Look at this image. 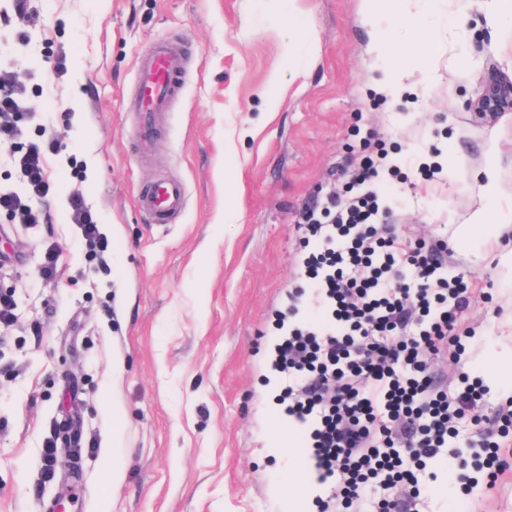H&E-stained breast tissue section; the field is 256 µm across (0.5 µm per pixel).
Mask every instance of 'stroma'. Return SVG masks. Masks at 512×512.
I'll return each instance as SVG.
<instances>
[{
    "label": "stroma",
    "instance_id": "stroma-1",
    "mask_svg": "<svg viewBox=\"0 0 512 512\" xmlns=\"http://www.w3.org/2000/svg\"><path fill=\"white\" fill-rule=\"evenodd\" d=\"M492 0H434L439 46L421 83L400 55L367 45L365 0H0V77L25 85L19 138L0 142V192H22L15 158L55 139L45 220L0 211V512H312L293 506L306 440L289 429L274 370L276 311L294 301L304 254L297 221L342 193L365 138L385 143L399 241L447 245L440 277L471 296L458 323L466 364L431 360L439 381L483 384L484 427L512 387L485 382L512 356V272L459 225L512 203V112H475L488 65L512 76V25ZM310 20L314 49L289 68V13ZM184 58L182 88L153 149L142 153L131 106L138 61L159 45ZM406 90L380 93L382 68ZM274 112H266V98ZM188 202L158 227L136 203L156 176ZM82 193L109 241L96 255L72 224ZM58 272L39 273L47 250ZM54 444L46 462L45 442ZM284 446L273 457V445ZM430 512H512V468L469 489L464 470L430 465Z\"/></svg>",
    "mask_w": 512,
    "mask_h": 512
}]
</instances>
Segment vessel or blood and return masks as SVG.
<instances>
[{
  "label": "vessel or blood",
  "mask_w": 512,
  "mask_h": 512,
  "mask_svg": "<svg viewBox=\"0 0 512 512\" xmlns=\"http://www.w3.org/2000/svg\"><path fill=\"white\" fill-rule=\"evenodd\" d=\"M184 69L179 50L162 45L140 61L135 75L136 134L142 148H150L160 123L176 98ZM141 208L157 225L171 223L187 204L185 185L168 178L155 179L138 198Z\"/></svg>",
  "instance_id": "b4317fda"
}]
</instances>
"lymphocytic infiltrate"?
<instances>
[{
  "instance_id": "obj_1",
  "label": "lymphocytic infiltrate",
  "mask_w": 512,
  "mask_h": 512,
  "mask_svg": "<svg viewBox=\"0 0 512 512\" xmlns=\"http://www.w3.org/2000/svg\"><path fill=\"white\" fill-rule=\"evenodd\" d=\"M46 151L33 146L22 161L24 194L0 193V209L38 224L36 199L48 193ZM364 156L348 184L356 196L330 197V224L310 226L313 251L306 276L326 318L293 328L279 345L288 403L285 413L311 426L310 461L338 512H422L418 487L427 461L452 454L460 432L486 453L483 482L496 486L498 445L481 442L482 421L468 408L479 382L451 390L437 381L432 356L462 363L466 348L457 322L467 289L435 280L443 248L406 246L394 235L370 186L379 177ZM409 487L408 496L397 495Z\"/></svg>"
}]
</instances>
